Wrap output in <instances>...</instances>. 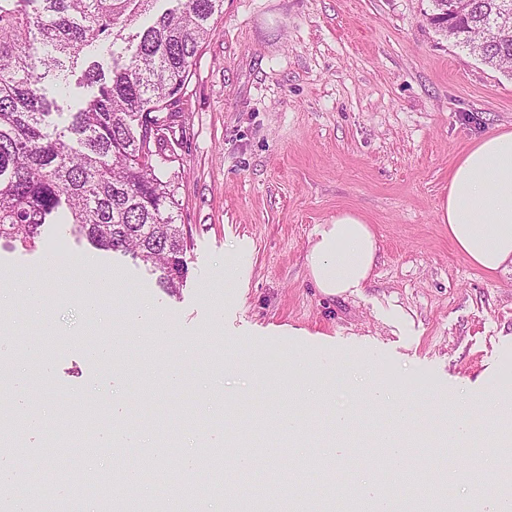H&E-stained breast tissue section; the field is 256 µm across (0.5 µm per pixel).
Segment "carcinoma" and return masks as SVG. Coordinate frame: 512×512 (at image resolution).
Here are the masks:
<instances>
[{
  "label": "carcinoma",
  "instance_id": "1",
  "mask_svg": "<svg viewBox=\"0 0 512 512\" xmlns=\"http://www.w3.org/2000/svg\"><path fill=\"white\" fill-rule=\"evenodd\" d=\"M433 25L495 68L512 64V26L497 29L504 0H431ZM157 0H0V241L32 248L66 222L96 248L159 273L168 294L187 277L188 242L177 224L175 178L162 169L166 130L179 114L190 67L214 32L224 0H176L115 50L125 27ZM91 62L70 94L78 61Z\"/></svg>",
  "mask_w": 512,
  "mask_h": 512
}]
</instances>
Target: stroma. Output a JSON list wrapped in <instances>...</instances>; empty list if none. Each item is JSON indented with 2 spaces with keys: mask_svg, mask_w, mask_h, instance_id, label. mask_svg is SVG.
<instances>
[{
  "mask_svg": "<svg viewBox=\"0 0 512 512\" xmlns=\"http://www.w3.org/2000/svg\"><path fill=\"white\" fill-rule=\"evenodd\" d=\"M432 9L431 0H224L191 68L164 165L179 184L188 241L180 292L169 295L144 266L95 249L67 224L51 225L33 249L0 245V315L9 318L24 314L18 278L37 282L50 257L65 265L46 285L55 334L40 359L49 371L0 345L27 412L47 425L88 412L109 434L118 427L112 403L123 399L141 433L139 456L152 455L159 426L171 433L166 472L209 448L260 447L246 472L226 451L223 486L198 503L167 499L169 512H225L227 487H275L278 472L301 467L316 483H334L333 512H346L354 484L380 474L370 447L390 419L377 415L340 436L316 428L328 407L300 403L316 445L283 453L271 403L289 385L326 382L341 361L357 385L366 363L400 389L431 382L432 396L413 407L418 436L439 423V399H482L512 369V270L472 267L438 210L459 154L486 132L512 128V71L487 66L427 22ZM343 211L372 225L378 261L360 295L327 297L310 280L306 254L315 226ZM107 276L117 284L112 297L87 309L78 289ZM134 302L168 318L192 348L123 325L121 308ZM117 333L121 365L91 359ZM242 346L263 378L234 370ZM302 350L310 368L296 363ZM171 363L182 383L141 391L140 378L165 379ZM228 395L238 398L234 421L198 428L197 419L218 418ZM473 440L476 451L455 464L491 487L503 451L484 447L481 431ZM447 459V449H418V493H472L447 476Z\"/></svg>",
  "mask_w": 512,
  "mask_h": 512,
  "instance_id": "obj_1",
  "label": "stroma"
}]
</instances>
